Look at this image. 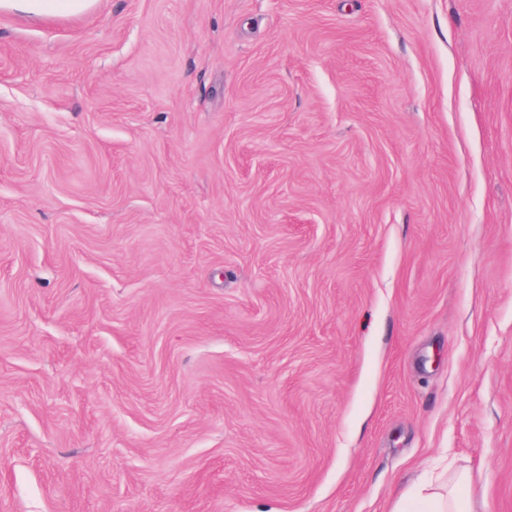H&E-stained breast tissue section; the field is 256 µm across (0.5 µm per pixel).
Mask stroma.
Instances as JSON below:
<instances>
[{
	"label": "stroma",
	"mask_w": 512,
	"mask_h": 512,
	"mask_svg": "<svg viewBox=\"0 0 512 512\" xmlns=\"http://www.w3.org/2000/svg\"><path fill=\"white\" fill-rule=\"evenodd\" d=\"M512 512V0L0 11V512ZM472 477L462 471L448 479V484L430 487L407 509L405 499H399L391 512H476L473 506Z\"/></svg>",
	"instance_id": "obj_1"
}]
</instances>
